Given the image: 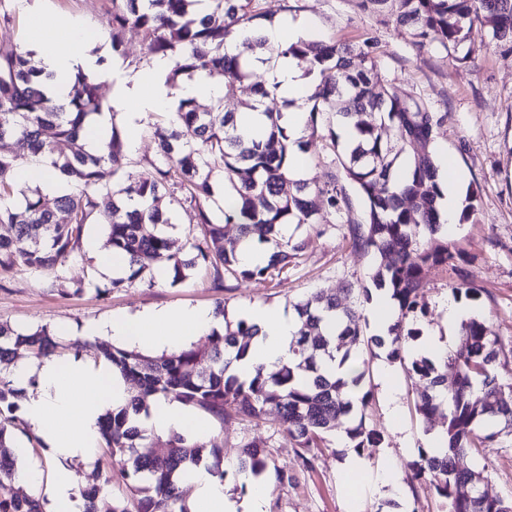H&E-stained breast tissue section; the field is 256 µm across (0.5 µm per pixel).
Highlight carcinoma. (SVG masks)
<instances>
[{
	"label": "carcinoma",
	"instance_id": "obj_1",
	"mask_svg": "<svg viewBox=\"0 0 512 512\" xmlns=\"http://www.w3.org/2000/svg\"><path fill=\"white\" fill-rule=\"evenodd\" d=\"M359 6L373 13L391 10L395 29L417 48L451 51L460 62L468 60L462 51L477 24L488 27L492 42L512 43V0H360ZM265 20L260 0H112L113 51L120 50L119 33L136 28L151 56L173 61L172 77L190 80L205 71L224 80V95L208 111L186 98L155 125L157 157L149 172L127 170L115 130L93 152L82 142L88 118L103 111L96 79L78 74L75 94L60 103L47 94L41 71L28 66V52L0 57V137L14 139L16 147L14 155H0V197L11 193L14 163L22 156L49 160L70 184L56 198L55 211L44 206L37 189L19 205L0 209V276L20 268L58 272L75 258L85 226L96 220L108 227L105 247L128 257L130 282L161 268L176 284L198 267L226 280L272 281L298 262L306 246L305 240L283 234L281 226L306 225L318 233L320 218L330 214L347 226L352 248L372 257L369 281L388 295L396 314L388 336L369 335L361 300H371L373 288L349 284L342 296L313 293L293 304L299 318L294 360L268 371L259 367L245 379L227 374L245 357V339L259 334L244 320L224 321V334L209 336L211 345L204 348L149 357L100 347L103 358L131 384L127 405L106 412L100 421L106 451L123 460L124 490L113 500L112 512H189L181 477L187 465L204 459L220 481H233L242 495L249 491L242 474L271 473L283 485L294 479L275 466L258 441L243 445L230 471L215 438L191 443L182 435L164 439L152 433L138 421L152 397L171 398L220 422L239 416L261 420L274 413L301 448L299 467L307 471L315 469L312 449L341 425L349 447L362 452L377 447L381 437L365 423L371 393L361 392L365 371L360 366L380 350L400 365L411 385L421 387L414 410L424 424L430 428L436 416L443 419L445 447L420 450L411 463L412 479H429L449 512H512V499L479 494L477 485L488 482L483 472L456 465L459 456L512 435V378L497 370L498 336L485 318L473 316L461 323L456 348L440 363L406 346L408 338L422 334L410 322L427 317L421 290L429 269L449 268L458 275L457 299L474 300L480 293L457 265L459 254L448 242L437 205L442 187L433 130L448 120V113L431 112L413 96L373 80L378 55L371 37L360 44L299 40L280 54L309 58L308 73L315 74L306 132L324 141L320 163L326 180L313 186L288 178L289 137L276 107V87L257 81L253 97L243 102L264 114L268 131L262 135L244 138L234 113L224 111V100L253 77L254 63L271 62L261 57L265 39L237 40L240 29H259ZM364 114L368 119L355 124L357 142L339 147L335 126ZM106 166L116 176L110 187L100 184ZM216 171L233 197L224 202L221 221L210 209ZM348 184L365 203L360 221L351 217ZM176 188L194 205L199 228L180 247L163 231L171 215L157 205L163 193L172 196ZM59 212L71 221L60 222ZM226 224L236 225V238H225ZM242 241L267 247L269 260L241 264L236 247ZM21 347L42 359L61 355L69 345L46 324L30 333L0 324V512H43L39 498L18 497L8 489L15 475L12 436L27 433V423L17 415L25 390L15 385L10 370ZM335 359L350 364L348 376L326 371L325 362ZM151 442L164 444L166 452H140Z\"/></svg>",
	"mask_w": 512,
	"mask_h": 512
}]
</instances>
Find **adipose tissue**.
Segmentation results:
<instances>
[{
    "instance_id": "ef3b65f1",
    "label": "adipose tissue",
    "mask_w": 512,
    "mask_h": 512,
    "mask_svg": "<svg viewBox=\"0 0 512 512\" xmlns=\"http://www.w3.org/2000/svg\"><path fill=\"white\" fill-rule=\"evenodd\" d=\"M16 3L31 20L28 44L48 76V95L57 100L68 97L77 71L99 74L112 86L114 111L124 113L127 126L134 131L145 113L171 112L182 99L211 100L223 93L222 82L204 74L171 90L166 77L173 62L160 56L152 58L138 77L128 78L118 61L103 62L94 53V45L105 39L103 30L56 19L37 11L29 0ZM266 81L276 86L278 98L288 103L284 125L290 140L300 139L305 129L309 79L304 78L297 59L286 57L268 69ZM239 315L257 326L259 334L252 338L244 360L233 365V373L247 377L256 368L271 369L287 362L299 327L291 310L250 303L240 308ZM223 330L224 320L213 309L186 306L174 311H148L131 318L115 316L85 327L83 333L104 336L130 348L170 352ZM14 380L27 390L23 408L29 426L56 463L51 481H44L41 470L28 460V448L14 447L16 484L28 489L47 486V512H85L86 501L75 466L92 464L101 440L98 420L105 408L126 405L129 391L124 379L109 366L93 369L74 362L64 367L50 357L34 366L17 362ZM139 421L159 436L178 433L191 441H205L211 434L205 417L167 398L151 402L148 414L140 416ZM186 483L192 490L191 512H266V476L250 477V492L242 499L229 494L204 463L190 468Z\"/></svg>"
}]
</instances>
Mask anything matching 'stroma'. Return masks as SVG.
I'll list each match as a JSON object with an SVG mask.
<instances>
[{"mask_svg":"<svg viewBox=\"0 0 512 512\" xmlns=\"http://www.w3.org/2000/svg\"><path fill=\"white\" fill-rule=\"evenodd\" d=\"M36 7L90 28H103L112 0H38ZM293 14L312 20L314 35L328 42L376 38L377 71L383 82L420 99L430 111L447 113V122L434 131L433 147L453 157L464 177L462 206L451 240L463 254L465 271L482 290L468 308L492 325L502 348L498 370L502 376H512V47L495 46L486 29H475L465 45L469 61L462 64L437 48L418 49L388 16L361 11L358 0H297ZM28 28L29 18L17 9L16 0H0V56L23 45ZM288 232L306 236L307 248L298 266L278 282L248 280L228 288L213 272L198 268L176 284L158 275L150 283L138 280L116 288L112 274L94 256L104 247L107 229L93 222L85 228L76 260L57 273L16 271L0 277V322L18 330L51 324L73 345L65 361L95 367L99 361L94 349L80 332L87 324L115 315L185 305L212 307L220 300L231 315L247 302L285 307L317 290L335 294L347 284L365 282L371 259L351 248L342 225L327 220L319 236L294 225ZM458 282L452 272L429 269L424 300L432 321L426 324L425 334L447 335L442 305L452 298ZM386 368L396 379L398 406L394 409L380 384V373ZM366 383L373 393L367 420L383 437L379 447L370 451L368 472L373 475L393 466L397 486L366 490L357 504H350L344 492L346 445L336 435H328L314 471L299 470L295 441L271 417L260 424L247 419L214 423L212 433L224 444L225 466L236 463L245 441L267 442L276 465L295 476L288 485L271 483L267 512H377L390 501L417 506L419 512H442L433 484L410 479L407 464L427 447L429 433L415 415L404 372L381 356L370 363ZM458 465L484 470L489 490L512 499V435L480 453L460 457Z\"/></svg>","mask_w":512,"mask_h":512,"instance_id":"35a3bbf8","label":"stroma"}]
</instances>
